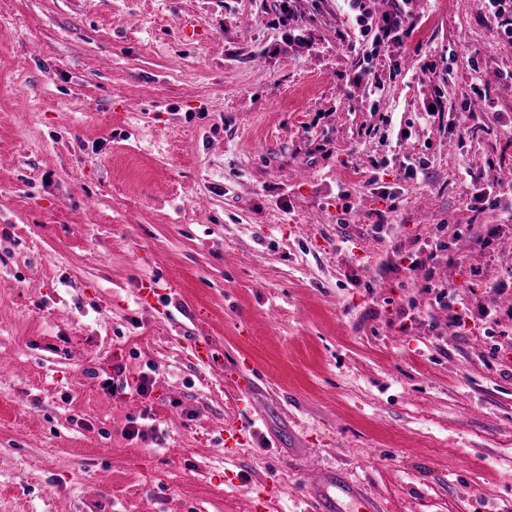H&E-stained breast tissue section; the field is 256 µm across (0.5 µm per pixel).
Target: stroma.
<instances>
[{"label": "stroma", "instance_id": "35a3bbf8", "mask_svg": "<svg viewBox=\"0 0 512 512\" xmlns=\"http://www.w3.org/2000/svg\"><path fill=\"white\" fill-rule=\"evenodd\" d=\"M275 5L0 0V512H309L324 470L376 512H512V46L479 0H407L380 46L347 0ZM118 358L150 399L87 377ZM190 349L195 360L202 366H212L222 362V353L208 336V323L199 317L195 324V336L191 339ZM225 431L228 434L224 439L225 446L229 447L226 449H235L237 446L240 447L246 444L259 442L260 440L259 428L255 425V419L251 417L244 421L241 420L238 425H236L235 422L228 425ZM230 440H233V444L231 446L228 445Z\"/></svg>", "mask_w": 512, "mask_h": 512}]
</instances>
